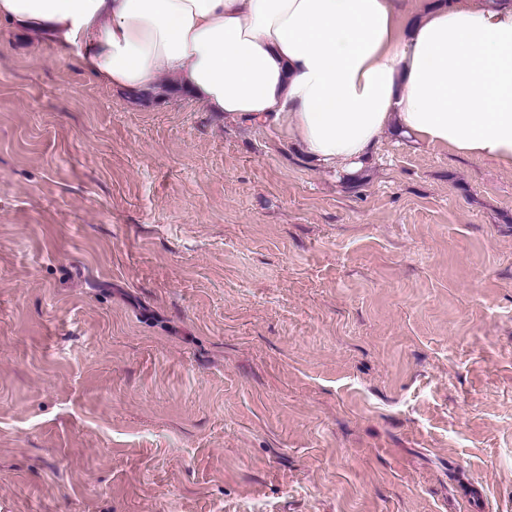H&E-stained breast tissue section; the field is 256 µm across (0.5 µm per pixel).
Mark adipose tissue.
<instances>
[{
  "label": "adipose tissue",
  "mask_w": 512,
  "mask_h": 512,
  "mask_svg": "<svg viewBox=\"0 0 512 512\" xmlns=\"http://www.w3.org/2000/svg\"><path fill=\"white\" fill-rule=\"evenodd\" d=\"M129 94L161 74L354 169L387 129L512 169V0H0V26Z\"/></svg>",
  "instance_id": "1"
}]
</instances>
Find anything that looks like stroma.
<instances>
[{"instance_id": "1", "label": "stroma", "mask_w": 512, "mask_h": 512, "mask_svg": "<svg viewBox=\"0 0 512 512\" xmlns=\"http://www.w3.org/2000/svg\"><path fill=\"white\" fill-rule=\"evenodd\" d=\"M0 512H512V169L1 27Z\"/></svg>"}]
</instances>
